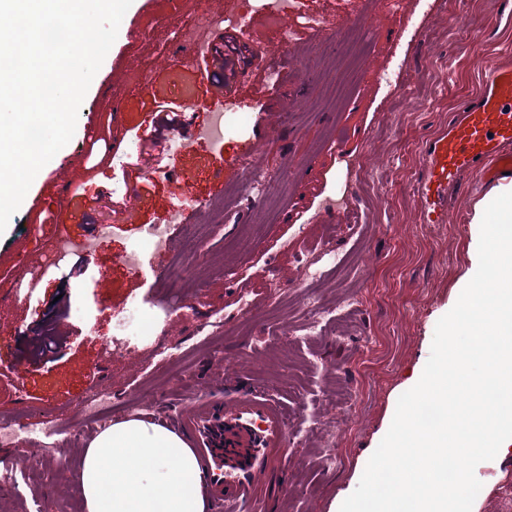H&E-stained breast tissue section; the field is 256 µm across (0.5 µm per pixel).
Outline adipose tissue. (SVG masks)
Returning <instances> with one entry per match:
<instances>
[{"label": "adipose tissue", "mask_w": 512, "mask_h": 512, "mask_svg": "<svg viewBox=\"0 0 512 512\" xmlns=\"http://www.w3.org/2000/svg\"><path fill=\"white\" fill-rule=\"evenodd\" d=\"M86 512H206L196 456L174 432L141 418L118 420L82 453Z\"/></svg>", "instance_id": "ef3b65f1"}]
</instances>
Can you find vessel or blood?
<instances>
[{"label": "vessel or blood", "mask_w": 512, "mask_h": 512, "mask_svg": "<svg viewBox=\"0 0 512 512\" xmlns=\"http://www.w3.org/2000/svg\"><path fill=\"white\" fill-rule=\"evenodd\" d=\"M477 171L489 180L512 175L508 59L485 67L480 92L427 140L415 186L422 223H448L457 189ZM175 428L197 456L211 512H263L287 486L286 411L268 392L239 387L236 374L225 376L223 395H199L183 405Z\"/></svg>", "instance_id": "b4317fda"}]
</instances>
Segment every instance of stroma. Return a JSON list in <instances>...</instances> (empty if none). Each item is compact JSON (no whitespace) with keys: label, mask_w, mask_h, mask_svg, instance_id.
<instances>
[{"label":"stroma","mask_w":512,"mask_h":512,"mask_svg":"<svg viewBox=\"0 0 512 512\" xmlns=\"http://www.w3.org/2000/svg\"><path fill=\"white\" fill-rule=\"evenodd\" d=\"M224 2L138 0L125 13L71 141L0 233V420L54 429L41 442L0 443V461L17 467L0 485V512H83L81 452L103 428L83 403L96 391L111 392L112 419L142 414L168 426L184 398L223 395L228 367L288 413V490L268 512H330L358 486L470 268L472 229L459 219L490 185L468 177L449 223L432 228L412 188L426 141L478 93L481 70L512 54L503 0H437L424 13L414 0H296L282 20L295 40L280 52L267 49L264 0H243V40L258 57L228 63L221 88L181 29L200 5L220 15ZM132 26L140 36L130 42ZM228 97L248 111L227 118L221 143L200 142ZM192 101L200 110H188ZM160 103L181 105L182 129L153 123ZM151 136L179 138L183 149L123 173L122 160ZM343 156L359 169L351 214L336 223ZM243 159L251 174L241 179L233 171ZM266 176L285 186L273 206L251 193ZM183 180L205 204L173 224ZM99 194L117 210L107 237L92 252L55 255L61 237L95 235ZM147 224L165 225L176 247L195 226L179 287L165 279L169 257L155 270L118 262ZM327 239L346 263L310 284L300 270ZM137 309L156 332L113 356L114 321ZM475 475L485 488L475 512H512V454Z\"/></svg>","instance_id":"obj_1"}]
</instances>
